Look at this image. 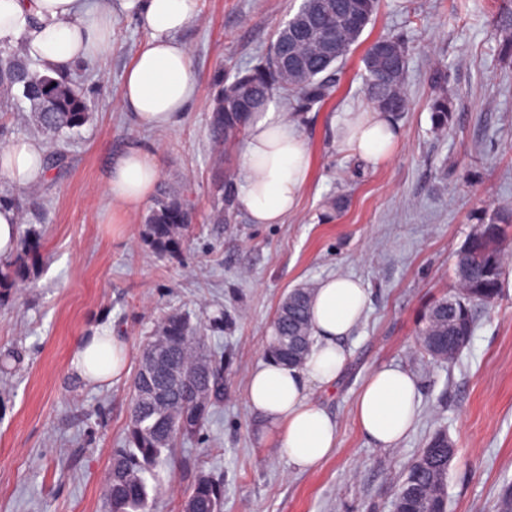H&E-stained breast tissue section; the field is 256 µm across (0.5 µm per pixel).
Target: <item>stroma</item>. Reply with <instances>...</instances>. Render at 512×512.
<instances>
[{
  "instance_id": "obj_1",
  "label": "stroma",
  "mask_w": 512,
  "mask_h": 512,
  "mask_svg": "<svg viewBox=\"0 0 512 512\" xmlns=\"http://www.w3.org/2000/svg\"><path fill=\"white\" fill-rule=\"evenodd\" d=\"M301 0H200L197 23L179 35L191 52L198 96L174 127L138 124L121 103L126 70L148 33L118 17L112 46L75 73L93 103L90 122L54 140L46 176L31 193L0 178L20 203V229L40 231L29 283L0 303V512H105V476L125 437L130 374L164 318L201 322L224 355V400L205 438L179 447L181 464L155 512H181L194 475L224 480L223 512H393L409 464L438 432L457 448L446 478L447 512H499L512 489V293L478 313L456 362L422 357L429 305L452 293L456 253L478 218L512 203V0H381L341 65L333 96L300 126L312 155L309 182L280 224H253L241 211L212 223L216 199L211 103L224 75L266 55ZM387 35L408 46L402 139L374 165L342 152L343 113L368 108V46ZM446 67L456 110L432 130L429 76ZM29 105L0 95V146L38 137ZM150 145L158 186L183 193L196 219L181 249L158 255L144 240V215L113 217L104 188L112 158L130 140ZM344 196L343 209L333 208ZM370 290L363 322L344 346L348 361L315 399L335 418V452L299 471L272 441L253 437L245 402L250 371L266 361L271 323L292 289L331 275ZM108 326L123 336L128 372L91 386L72 368L81 338ZM403 366L419 381L414 427L378 448L353 420L368 374Z\"/></svg>"
}]
</instances>
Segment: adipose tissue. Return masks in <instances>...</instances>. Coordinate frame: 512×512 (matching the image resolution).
<instances>
[{
	"label": "adipose tissue",
	"instance_id": "adipose-tissue-1",
	"mask_svg": "<svg viewBox=\"0 0 512 512\" xmlns=\"http://www.w3.org/2000/svg\"><path fill=\"white\" fill-rule=\"evenodd\" d=\"M134 18L149 40L123 79L122 103L136 120L156 129L175 126L197 96L187 46L179 34L199 17L198 0H0V42L18 46L41 68L68 75L96 60L112 43L118 15ZM298 114L270 100L253 117L243 142L245 176L235 206L254 224H280L292 213L309 181L311 156ZM343 150L379 164L400 139L399 126L384 112H348L338 124ZM46 146L40 140L0 147V177L27 188L45 175ZM159 177L151 149L129 143L111 164L106 186L113 212L137 213ZM368 290L354 278L334 276L314 289L311 303L316 345L303 367L266 361L248 376L246 401L262 425L259 437L275 433L278 454L301 471L319 466L337 448L334 417L313 392L335 383L347 362L343 345L361 323ZM127 345L111 329H94L81 340L73 366L86 383L123 375ZM420 385L408 369L383 364L366 377L352 408L362 434L374 446L392 448L413 427Z\"/></svg>",
	"mask_w": 512,
	"mask_h": 512
}]
</instances>
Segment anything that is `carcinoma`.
Returning <instances> with one entry per match:
<instances>
[{
  "instance_id": "carcinoma-1",
  "label": "carcinoma",
  "mask_w": 512,
  "mask_h": 512,
  "mask_svg": "<svg viewBox=\"0 0 512 512\" xmlns=\"http://www.w3.org/2000/svg\"><path fill=\"white\" fill-rule=\"evenodd\" d=\"M380 0H302L288 27L278 31L270 52L253 67L238 71L217 91L210 117V135L218 145L235 144L253 115L275 94L289 100L291 111L305 115L328 99L336 87L340 64L378 13ZM364 93L375 108L397 117L406 110L404 93L408 49L397 36L381 37L363 58ZM434 94L429 103L433 130L444 132L452 120L453 99L446 71L431 75ZM19 91L34 110L40 129L60 135L84 126L92 104L69 76H51L11 48L0 49V92ZM218 202L211 219L222 224L235 208L233 174L225 171L217 184ZM194 213L181 200L160 193L147 217L143 237L160 255L180 250ZM480 233L469 236L456 254V287L434 301L420 331L422 336H446L463 349L474 333L476 310L493 307L501 296L500 278L512 257L509 229L512 207L500 206L480 220ZM40 238L23 237L21 251L0 263V301L30 278ZM310 288L291 290L281 301L273 322L267 354L295 366L303 364L312 344L309 324ZM161 349L153 338L144 343L140 367H173V383L158 375L154 389L142 372L130 384L131 414L125 447L113 453L106 476L107 512H153L164 483L162 473L175 462V450L200 434L213 408L224 398L222 361L205 354L206 336L200 324L174 313L159 328ZM448 474V437L435 434L413 460L399 486V512H442L441 491ZM224 483L208 473L197 474L182 503V512H222Z\"/></svg>"
}]
</instances>
